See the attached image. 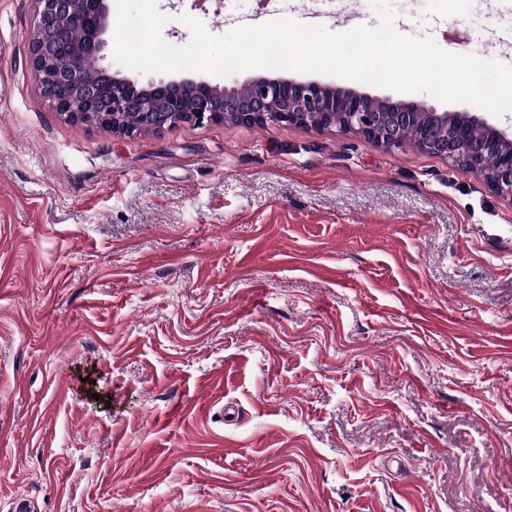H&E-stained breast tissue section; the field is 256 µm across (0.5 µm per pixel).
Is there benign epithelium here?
I'll return each mask as SVG.
<instances>
[{"instance_id":"benign-epithelium-1","label":"benign epithelium","mask_w":512,"mask_h":512,"mask_svg":"<svg viewBox=\"0 0 512 512\" xmlns=\"http://www.w3.org/2000/svg\"><path fill=\"white\" fill-rule=\"evenodd\" d=\"M38 9L29 42V61L56 112L75 123L97 125L118 135H127L120 126L125 112H136L141 123L155 130L170 127L168 114L178 122L204 125L231 118L241 124L274 122L296 126L311 114L321 128L339 127L386 147L404 142L408 126L421 124V141L431 153L453 165L468 160L467 169L483 178L501 197L512 202V127L501 128L466 110L438 112L425 103L375 98L343 90L317 81L256 78L247 84L248 97L242 99L235 88L207 81L151 80L144 85L124 77H112L109 94L86 84L82 59L92 55L104 59L110 29L109 0H36ZM81 30L79 50H66L70 40L67 21ZM197 89L194 108L183 110L182 86ZM479 125L488 136L473 139L471 129ZM442 126L448 136L438 139L435 128ZM492 156L495 166L487 173L480 160Z\"/></svg>"}]
</instances>
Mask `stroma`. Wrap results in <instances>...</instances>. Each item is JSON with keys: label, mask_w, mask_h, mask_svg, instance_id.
<instances>
[{"label": "stroma", "mask_w": 512, "mask_h": 512, "mask_svg": "<svg viewBox=\"0 0 512 512\" xmlns=\"http://www.w3.org/2000/svg\"><path fill=\"white\" fill-rule=\"evenodd\" d=\"M397 9L512 65V0ZM35 10L0 0V512H512V202L336 127L71 124Z\"/></svg>", "instance_id": "1"}]
</instances>
